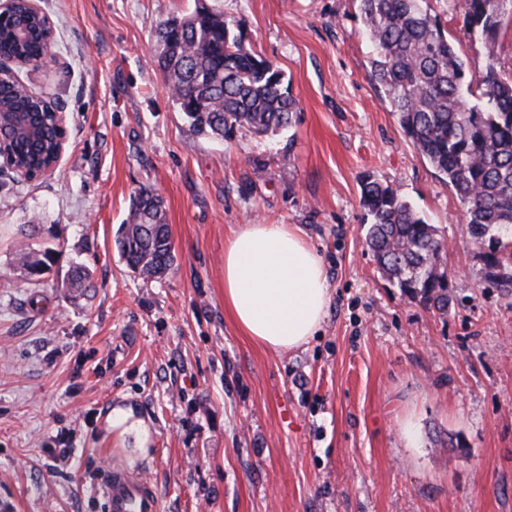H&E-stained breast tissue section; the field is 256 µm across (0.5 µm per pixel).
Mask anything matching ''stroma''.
Masks as SVG:
<instances>
[{
	"label": "stroma",
	"mask_w": 512,
	"mask_h": 512,
	"mask_svg": "<svg viewBox=\"0 0 512 512\" xmlns=\"http://www.w3.org/2000/svg\"><path fill=\"white\" fill-rule=\"evenodd\" d=\"M205 2L284 71L290 128L218 141L189 126L156 30L196 0H39L54 60L17 76L60 107L67 138L51 177L0 172V512H107L116 466L156 487L161 512H512V298L370 79L359 0ZM430 6L484 72L461 12ZM370 175L444 239L446 315L402 296L363 247ZM143 186L174 244L159 279L115 245ZM253 219L297 225L323 260L331 300L301 348L261 347L224 309V242ZM22 224L60 250L37 284ZM76 263L94 282L83 295L67 286Z\"/></svg>",
	"instance_id": "stroma-1"
}]
</instances>
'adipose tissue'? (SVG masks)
Returning <instances> with one entry per match:
<instances>
[{
	"label": "adipose tissue",
	"mask_w": 512,
	"mask_h": 512,
	"mask_svg": "<svg viewBox=\"0 0 512 512\" xmlns=\"http://www.w3.org/2000/svg\"><path fill=\"white\" fill-rule=\"evenodd\" d=\"M224 306L237 329L262 347H302L327 315L323 261L299 228L239 225L224 245Z\"/></svg>",
	"instance_id": "1"
}]
</instances>
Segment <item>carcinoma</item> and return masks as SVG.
<instances>
[{
  "label": "carcinoma",
  "instance_id": "obj_1",
  "mask_svg": "<svg viewBox=\"0 0 512 512\" xmlns=\"http://www.w3.org/2000/svg\"><path fill=\"white\" fill-rule=\"evenodd\" d=\"M363 25L373 48L370 77L381 85L405 136L420 155L448 180L465 209L470 241L480 250L486 280L512 295V78L495 67L498 34L512 19V0H453L471 35L483 44L489 63L474 78L448 41L428 0H359ZM29 39H5L7 54L33 57L44 48L42 20L27 18ZM157 37L165 43L157 65L172 96L198 134L224 140L245 128L264 135L292 125L298 101L277 63L245 45L241 22L218 10H195L178 25L163 22ZM4 105L21 102L7 74L0 76ZM43 113L40 147L22 150L18 160L33 167L55 156L52 116L36 101L25 102ZM366 215L364 245L382 277L401 295L444 315L451 302L445 242L390 184L373 176L361 186ZM115 243L120 258L145 278L164 276L174 263V248L161 196L151 187L133 195L128 219ZM57 251L28 248L22 267L38 280L55 262ZM70 287H92L81 264L73 266Z\"/></svg>",
  "mask_w": 512,
  "mask_h": 512
}]
</instances>
